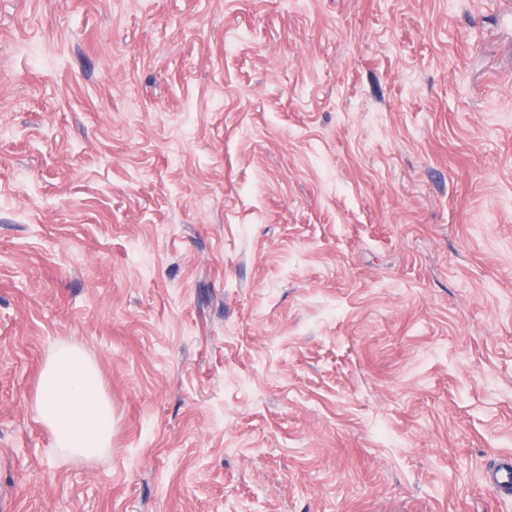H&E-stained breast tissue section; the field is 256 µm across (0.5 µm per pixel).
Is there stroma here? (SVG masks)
<instances>
[{
	"label": "stroma",
	"mask_w": 512,
	"mask_h": 512,
	"mask_svg": "<svg viewBox=\"0 0 512 512\" xmlns=\"http://www.w3.org/2000/svg\"><path fill=\"white\" fill-rule=\"evenodd\" d=\"M509 450L512 0H0L12 512H512ZM38 420L66 456L91 461L112 446V406L96 365L79 347L56 346L34 396ZM485 482L501 499L512 501V454L503 455L487 472Z\"/></svg>",
	"instance_id": "stroma-1"
}]
</instances>
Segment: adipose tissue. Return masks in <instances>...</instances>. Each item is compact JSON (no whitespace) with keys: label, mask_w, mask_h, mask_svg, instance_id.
Wrapping results in <instances>:
<instances>
[{"label":"adipose tissue","mask_w":512,"mask_h":512,"mask_svg":"<svg viewBox=\"0 0 512 512\" xmlns=\"http://www.w3.org/2000/svg\"><path fill=\"white\" fill-rule=\"evenodd\" d=\"M38 420L66 456L90 461L112 445V406L96 365L79 347L56 346L34 396Z\"/></svg>","instance_id":"obj_1"}]
</instances>
